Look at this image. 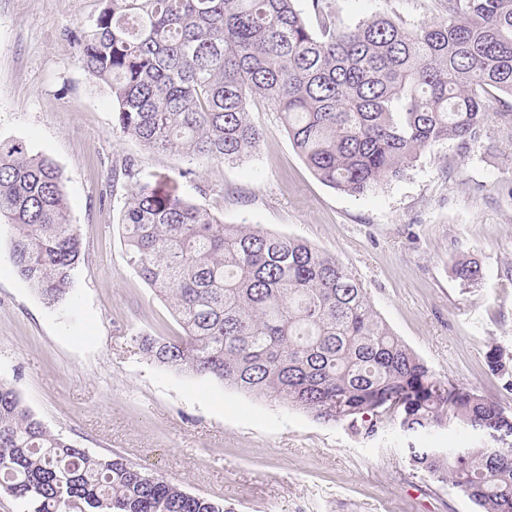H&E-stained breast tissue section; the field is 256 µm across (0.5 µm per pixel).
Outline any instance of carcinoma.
<instances>
[{"instance_id":"1","label":"carcinoma","mask_w":512,"mask_h":512,"mask_svg":"<svg viewBox=\"0 0 512 512\" xmlns=\"http://www.w3.org/2000/svg\"><path fill=\"white\" fill-rule=\"evenodd\" d=\"M102 0L79 43L115 105L113 129L159 152L233 161L259 145L253 97L280 113L323 184L360 196L398 179L421 151L465 155L497 120L512 124V0H448L408 27L387 16L336 26L328 0ZM0 223L10 259L49 307L82 256L52 160L0 139ZM127 263L170 306L182 336L140 337L152 362L346 423L372 436L456 424L465 448H408L413 470L457 488L479 512H512V412L435 373L374 311L367 289L307 242L226 224L177 184L138 186L122 213ZM453 274L478 285L480 265ZM491 374L512 389L498 347ZM0 493L17 512H224L120 455L54 432L0 378Z\"/></svg>"}]
</instances>
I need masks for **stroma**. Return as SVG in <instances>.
Segmentation results:
<instances>
[{"instance_id":"obj_1","label":"stroma","mask_w":512,"mask_h":512,"mask_svg":"<svg viewBox=\"0 0 512 512\" xmlns=\"http://www.w3.org/2000/svg\"><path fill=\"white\" fill-rule=\"evenodd\" d=\"M447 0H331L336 23L376 15L408 25L442 17ZM101 0H0V138L23 142L62 174L83 256L69 301L50 308L17 275L0 226V378L56 432L118 454L229 512H476L457 489L408 463V445L465 446L456 425L369 438L285 404L145 359L143 335L178 336L167 302L128 265L120 219L131 191L115 170L179 184L228 224L302 239L367 288L390 330L433 371L512 411L491 375L490 347L512 356V125L459 156L426 148L404 175L362 196L321 183L276 112L257 98L259 146L236 161L157 153L112 129L109 87L84 70L78 38ZM478 262L463 289L451 266Z\"/></svg>"}]
</instances>
